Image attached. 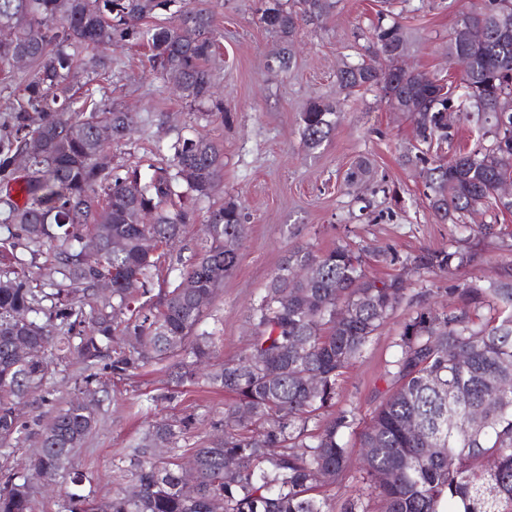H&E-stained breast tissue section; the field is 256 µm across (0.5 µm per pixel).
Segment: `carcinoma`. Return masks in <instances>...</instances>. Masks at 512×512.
I'll return each mask as SVG.
<instances>
[{"instance_id": "carcinoma-1", "label": "carcinoma", "mask_w": 512, "mask_h": 512, "mask_svg": "<svg viewBox=\"0 0 512 512\" xmlns=\"http://www.w3.org/2000/svg\"><path fill=\"white\" fill-rule=\"evenodd\" d=\"M255 11L282 43L279 67H289V46L300 27L322 21L336 0H255ZM512 0H484L482 8L462 14L448 41V58L463 70L462 93L449 85L436 91L437 78L411 67L410 37L400 21L383 17L373 25L366 53L339 71L349 91L382 92L387 103L406 107L416 145L404 157L420 165L430 190V208L441 221L456 223L466 213L492 203L512 213V198L500 185L512 180V31L497 27ZM485 29L471 41L461 29ZM0 442L18 440L27 430L15 414L17 400L38 389L47 375L45 354L76 350L83 364L77 384L84 388L107 372L122 378L153 360L181 357L179 383L193 382L210 366L211 338L194 335L207 308L182 288L211 298L237 267L239 253L224 241H241L247 214L233 199L208 209L205 245L180 269V283L152 293L158 257L142 250L143 232L156 244L178 238L196 211L180 205L185 197L210 200L224 173V154L206 138L177 139L168 155L137 167L101 164L96 129L111 130L119 144L137 128L130 112L92 94L78 95L84 77L112 78L122 72L119 59L97 53L145 44L150 71L173 83L190 104L211 100L213 73L208 67L217 34L215 14L205 0H0ZM24 54L29 64L13 66ZM383 57L386 67L377 69ZM459 108L490 122L483 135L489 145L456 155L448 163L428 157L432 143L450 138L447 112ZM337 105L316 99L301 112V135L308 150L319 148L336 128ZM41 145L30 151V143ZM150 216L152 223L141 218ZM108 224L124 248L104 247L93 264L81 241ZM53 272L46 309L30 280L18 271L17 250L35 255L46 243ZM466 250H427L415 267L447 273L471 263ZM316 268L313 281L297 269ZM112 277V305L85 311L71 294H95L101 279ZM399 277L366 274L361 254L340 245L316 254L299 247L271 278L249 312L245 352L207 373L233 400L218 421L224 433L192 449L198 462L196 482L186 484L172 454L190 425L158 422L131 449V487L99 503L75 473L66 492L65 512H331L315 495L322 485L343 482L350 473L344 433L356 424L346 410L308 429L310 417L334 404L338 378L356 359L404 296ZM462 308L454 314L423 306L403 325L391 362L390 387L358 434L359 473L376 506L359 498L343 512H512V274L484 287L458 290ZM27 322L16 320L19 311ZM29 355L18 361L16 343ZM320 380L316 392L309 378ZM414 420L409 431L406 424ZM96 425L92 405L71 399L43 427L34 466L51 480L70 473L75 449ZM439 448L425 452V444ZM237 462L224 470V459ZM0 512H37L25 478L0 475Z\"/></svg>"}]
</instances>
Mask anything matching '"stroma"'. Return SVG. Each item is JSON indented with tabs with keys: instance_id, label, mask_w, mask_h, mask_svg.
Masks as SVG:
<instances>
[{
	"instance_id": "35a3bbf8",
	"label": "stroma",
	"mask_w": 512,
	"mask_h": 512,
	"mask_svg": "<svg viewBox=\"0 0 512 512\" xmlns=\"http://www.w3.org/2000/svg\"><path fill=\"white\" fill-rule=\"evenodd\" d=\"M482 5L483 0H337L329 18L301 28L292 46V67L283 72L274 60L278 42L259 22L252 0H209L221 32L211 63L214 100L197 107L165 89L162 79L144 66L149 53L144 45L116 50L125 64L120 78L90 86L94 95L112 97L146 122L130 141L113 148V164L148 160L179 134L207 137L224 150V175L211 203L235 199L249 220L238 265L196 328L212 336L217 362L245 349L248 310L295 248L319 254L349 243L359 249L370 276H403L405 299L344 371L335 405L319 411V420L353 408L359 424H366L387 388L385 373L409 316L427 304L439 312H458L457 289L472 282L486 286L512 272V213L483 207L466 224L438 222L418 168L401 161L413 142L409 114L391 111L379 91L350 95L336 81L343 63L358 61L372 24L387 10L402 15L420 69L459 83L462 71L448 61V39L462 13ZM314 99L339 102L340 108L335 131L309 151L301 139L300 114ZM217 110L223 119L198 117ZM160 111L167 115L166 125L148 122L150 113ZM448 122L453 139L437 150L444 162L458 150L474 148L480 135L476 115L456 111ZM362 160L370 175L347 182V172ZM480 224L495 225L496 234H478ZM202 245L200 224L186 225L180 238L164 247L154 285L177 284L181 261ZM451 246L475 253V262L450 274L414 272L413 260L423 250ZM170 366L164 360L120 380L103 376L97 424L72 460L97 501L110 500L116 488L126 486L127 454L150 423L192 418L178 440L184 457L216 434L228 394L204 381L175 386ZM79 369L77 354L51 358L41 390L20 407L28 432L18 447H0V470L28 471L42 428L75 394Z\"/></svg>"
}]
</instances>
